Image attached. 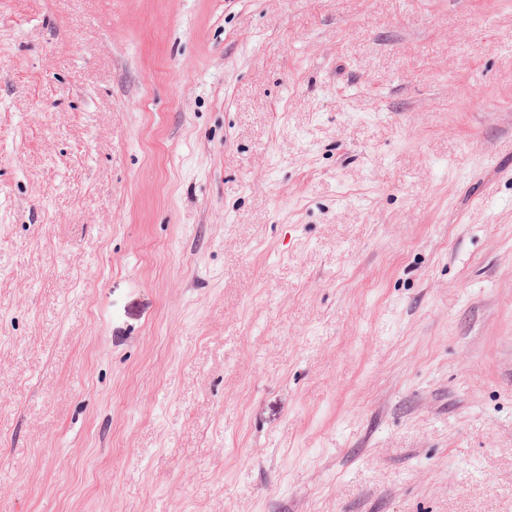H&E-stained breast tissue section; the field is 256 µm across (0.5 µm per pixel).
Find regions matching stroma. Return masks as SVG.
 Here are the masks:
<instances>
[{
	"label": "stroma",
	"instance_id": "35a3bbf8",
	"mask_svg": "<svg viewBox=\"0 0 512 512\" xmlns=\"http://www.w3.org/2000/svg\"><path fill=\"white\" fill-rule=\"evenodd\" d=\"M0 512H512V0H0Z\"/></svg>",
	"mask_w": 512,
	"mask_h": 512
}]
</instances>
